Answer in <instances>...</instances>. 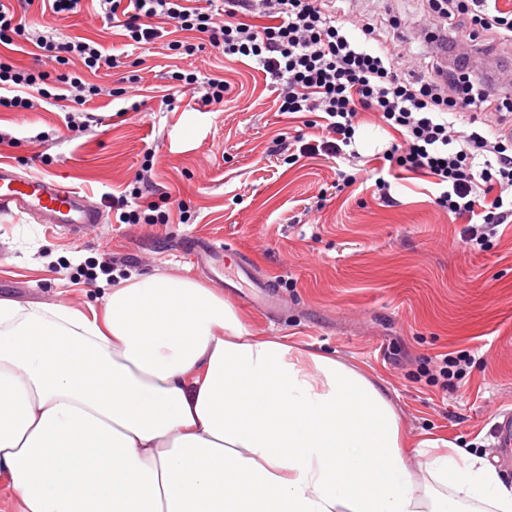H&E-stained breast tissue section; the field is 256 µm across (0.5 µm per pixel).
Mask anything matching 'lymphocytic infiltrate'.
Instances as JSON below:
<instances>
[{
  "mask_svg": "<svg viewBox=\"0 0 512 512\" xmlns=\"http://www.w3.org/2000/svg\"><path fill=\"white\" fill-rule=\"evenodd\" d=\"M99 14L121 19L123 36L139 51L160 43L180 54L210 46L225 58L253 61L269 77L279 109L322 115L318 138L301 142L300 157L343 159L354 144L361 113L370 112L402 139L382 153L397 167L431 175L441 191L435 204L464 219L467 249L483 248L501 224L512 219V134L458 130L465 112H508L512 99L475 85L467 55H457L452 72L409 67L397 52L395 21L359 16L337 19L335 0H96ZM432 26L512 40V10L499 0H427ZM30 42L37 50L28 67L0 58V112H32L59 101L74 103L75 128L88 130L96 115L86 109L100 96L120 98L94 75L120 69L122 56L84 37L61 35L54 27L29 30L14 7L0 0V43ZM172 90L199 95L203 105L223 103L230 84L193 68L173 72ZM141 188L113 198L122 224H165L168 215L142 204Z\"/></svg>",
  "mask_w": 512,
  "mask_h": 512,
  "instance_id": "obj_1",
  "label": "lymphocytic infiltrate"
}]
</instances>
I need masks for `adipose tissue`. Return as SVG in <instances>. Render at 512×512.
I'll return each mask as SVG.
<instances>
[{"label": "adipose tissue", "instance_id": "obj_1", "mask_svg": "<svg viewBox=\"0 0 512 512\" xmlns=\"http://www.w3.org/2000/svg\"><path fill=\"white\" fill-rule=\"evenodd\" d=\"M0 479L16 512H512L485 457L409 455L372 376L169 274L100 313L0 299Z\"/></svg>", "mask_w": 512, "mask_h": 512}]
</instances>
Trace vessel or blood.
<instances>
[{
  "mask_svg": "<svg viewBox=\"0 0 512 512\" xmlns=\"http://www.w3.org/2000/svg\"><path fill=\"white\" fill-rule=\"evenodd\" d=\"M23 211L36 223L49 224L68 232L80 231L83 225L104 220L103 210L86 194L63 187L54 179L39 173H21L15 165L0 161V212ZM189 255L201 261L214 278L224 277L228 269H236L238 279L246 280L251 288L249 300L258 307L272 305L275 296L268 280L257 275L248 262L229 260L223 246L209 239L187 240Z\"/></svg>",
  "mask_w": 512,
  "mask_h": 512,
  "instance_id": "vessel-or-blood-1",
  "label": "vessel or blood"
}]
</instances>
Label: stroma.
<instances>
[{
  "instance_id": "stroma-1",
  "label": "stroma",
  "mask_w": 512,
  "mask_h": 512,
  "mask_svg": "<svg viewBox=\"0 0 512 512\" xmlns=\"http://www.w3.org/2000/svg\"><path fill=\"white\" fill-rule=\"evenodd\" d=\"M345 12L382 15L398 24L405 49L428 56L422 0H345ZM28 25L56 24L64 35L123 52L111 21L90 0L53 21L39 6ZM136 67L131 100L139 111L119 114L122 100L91 102L100 122L70 131L71 104L35 112H0V160L88 194L95 203L129 193L145 172L143 199L169 215L165 224H119L112 217L71 235L19 212L0 213V298L31 304L101 307L130 275L182 274L223 291L184 252L202 237L249 258L280 295L273 311L232 298L252 335L278 336L373 371L384 381L409 445L441 437L486 457L512 481L503 461L498 422L512 413V222L486 250L465 251L464 220L433 204L430 177L390 169L391 201L373 182L341 186L351 163L328 157L292 161L288 142L319 134L317 113H282L264 76L249 62L205 48L180 58L162 46ZM194 67L231 84L220 107L198 97L163 98L175 68ZM398 132L365 113L355 140L364 168L399 142ZM153 168L143 171L146 151ZM104 267L90 285L77 283L80 264ZM466 351L472 361L447 388L419 373L443 354Z\"/></svg>"
}]
</instances>
